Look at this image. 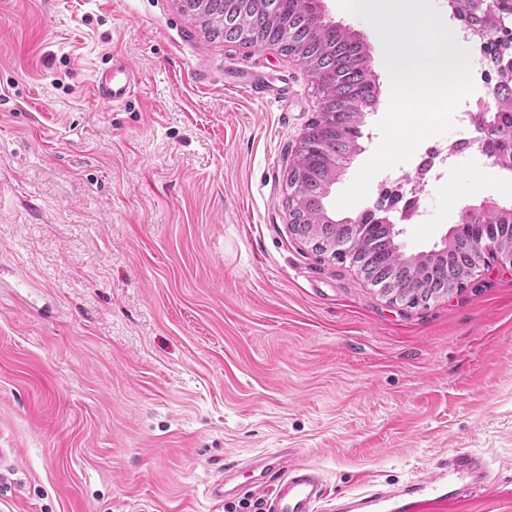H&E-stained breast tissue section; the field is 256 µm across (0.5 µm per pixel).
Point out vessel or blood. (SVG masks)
Instances as JSON below:
<instances>
[{
	"label": "vessel or blood",
	"instance_id": "vessel-or-blood-1",
	"mask_svg": "<svg viewBox=\"0 0 512 512\" xmlns=\"http://www.w3.org/2000/svg\"><path fill=\"white\" fill-rule=\"evenodd\" d=\"M136 84L133 69L121 59L96 71L92 87L97 100L117 105L127 102ZM492 469L472 451L461 449L440 461L433 471L399 488L368 486L344 501L330 498L316 466L293 462L279 448L248 459L244 466L226 464L207 487L210 500L221 502L255 488L268 489L263 512H448L460 500V485L471 479L489 483Z\"/></svg>",
	"mask_w": 512,
	"mask_h": 512
}]
</instances>
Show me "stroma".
Instances as JSON below:
<instances>
[{
	"instance_id": "obj_1",
	"label": "stroma",
	"mask_w": 512,
	"mask_h": 512,
	"mask_svg": "<svg viewBox=\"0 0 512 512\" xmlns=\"http://www.w3.org/2000/svg\"><path fill=\"white\" fill-rule=\"evenodd\" d=\"M321 5L380 84L337 195L391 84L373 28ZM114 57L137 73L120 106L90 90ZM318 109L297 58L209 37L177 0H0V512H226L207 484L275 448L338 497L468 449L498 479L457 512H512V270L408 308L312 251L285 177ZM488 198L512 203L511 172L447 163L397 242L440 249Z\"/></svg>"
}]
</instances>
